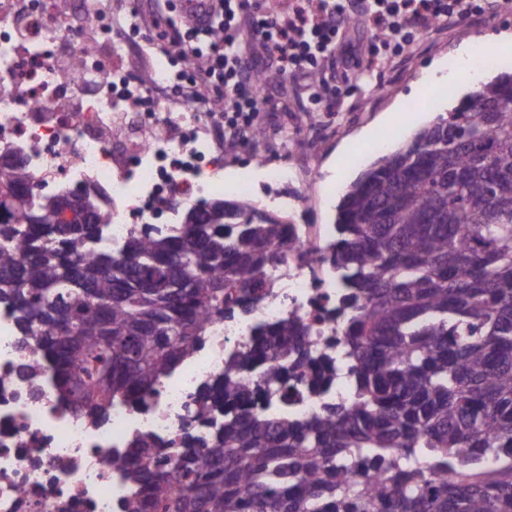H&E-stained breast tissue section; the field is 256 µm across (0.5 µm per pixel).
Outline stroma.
<instances>
[{
  "mask_svg": "<svg viewBox=\"0 0 512 512\" xmlns=\"http://www.w3.org/2000/svg\"><path fill=\"white\" fill-rule=\"evenodd\" d=\"M504 31L512 33V9L491 10L424 31L384 71L379 88L359 82L338 89L332 112H301L293 94L272 87L268 91V110L262 115L270 140L255 143L247 139L239 142L235 152L225 154V183L234 182L242 171H250L254 184L251 199L263 204L271 192L265 183L264 161L282 165L294 154L304 153L318 171L316 196L307 205L279 210L278 215L290 224L334 223L340 197L359 172L414 133L413 127L403 123L377 128L379 116L385 112H413L421 115L423 122H430L438 113L457 106L478 81L490 79L497 70L512 69V56L499 58L497 68H479L464 77L454 64L461 44L476 40L484 45ZM438 62L444 68L443 82L421 89V80ZM372 126L377 129L373 139L361 140L360 132Z\"/></svg>",
  "mask_w": 512,
  "mask_h": 512,
  "instance_id": "1",
  "label": "stroma"
}]
</instances>
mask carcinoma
<instances>
[{
    "label": "carcinoma",
    "instance_id": "cac0c4a2",
    "mask_svg": "<svg viewBox=\"0 0 512 512\" xmlns=\"http://www.w3.org/2000/svg\"><path fill=\"white\" fill-rule=\"evenodd\" d=\"M512 73L480 83L380 156L337 207L324 261L354 359L355 396L298 423L242 413L258 388L241 364L283 381L307 361L297 319L254 328L228 361L224 420L161 454L131 441L112 465L132 512H512ZM25 164L0 170V297L18 312L68 400L89 415L150 393L202 344L215 317L264 295L292 247L285 224L247 199L175 235L100 247L109 218H62ZM377 467L371 482L363 470Z\"/></svg>",
    "mask_w": 512,
    "mask_h": 512
}]
</instances>
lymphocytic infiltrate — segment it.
<instances>
[{
    "mask_svg": "<svg viewBox=\"0 0 512 512\" xmlns=\"http://www.w3.org/2000/svg\"><path fill=\"white\" fill-rule=\"evenodd\" d=\"M491 8H512V0H292L280 14L249 11L248 0H206L200 11L189 0H155L148 31H125L124 40L137 47L156 34L180 66L171 94L202 99L225 136L238 138L257 127L268 105L252 91L256 72L297 81L307 104L331 111L337 86L380 78L421 30ZM356 16L373 33L363 56L344 51Z\"/></svg>",
    "mask_w": 512,
    "mask_h": 512,
    "instance_id": "1",
    "label": "lymphocytic infiltrate"
}]
</instances>
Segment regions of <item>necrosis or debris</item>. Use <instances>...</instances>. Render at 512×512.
I'll use <instances>...</instances> for the list:
<instances>
[{
    "label": "necrosis or debris",
    "mask_w": 512,
    "mask_h": 512,
    "mask_svg": "<svg viewBox=\"0 0 512 512\" xmlns=\"http://www.w3.org/2000/svg\"><path fill=\"white\" fill-rule=\"evenodd\" d=\"M0 25V154L25 157L35 192L94 184L103 189L109 224L104 247L120 249L134 231L169 228L185 203L202 204L215 186L207 172L224 168V138L199 102L163 109L153 102L126 111L136 85L123 67L126 44L102 28L97 43L79 31L100 26L93 0H72L56 11L52 0H28ZM77 61L89 86L111 83L114 93L89 95L78 112L53 105L63 93L55 69L59 54ZM127 130L113 140V120ZM295 244L277 266L271 293L250 311L214 321L202 347L185 359L157 391L113 403L92 418L67 404L51 375L23 341L15 307L0 299V512H124L132 486L106 458L124 456L138 436L160 451L181 447L186 433H208L198 411L224 376L226 360L248 350L256 324L296 316L308 326L311 361L288 365L285 382L262 387L248 408L283 413L305 422L330 403L354 398L351 360L342 340L344 318L334 316L336 272L322 256L336 227L291 224ZM328 356L333 368L316 375L314 359Z\"/></svg>",
    "instance_id": "4bbe7bcc"
}]
</instances>
